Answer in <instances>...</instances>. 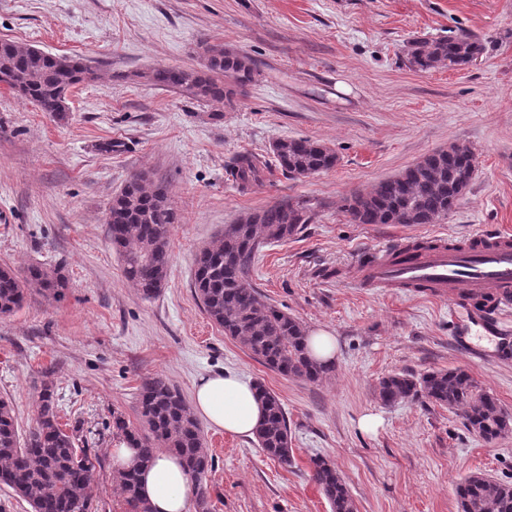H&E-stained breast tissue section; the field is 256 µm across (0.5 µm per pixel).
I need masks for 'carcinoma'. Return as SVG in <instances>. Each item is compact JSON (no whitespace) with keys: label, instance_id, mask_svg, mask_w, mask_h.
I'll return each mask as SVG.
<instances>
[{"label":"carcinoma","instance_id":"carcinoma-1","mask_svg":"<svg viewBox=\"0 0 512 512\" xmlns=\"http://www.w3.org/2000/svg\"><path fill=\"white\" fill-rule=\"evenodd\" d=\"M483 50L478 39L463 35L415 39L408 45V56L413 67L428 72L450 64L464 69ZM255 74L248 56L212 44L204 48V63L198 69L158 66L136 77L196 101L218 100L231 107L237 92L252 83ZM97 79V71L79 56L53 55L40 48L22 53L17 42L0 40V84L59 121L68 118L62 105L64 91ZM272 154L278 168L293 177L330 170L338 160L333 149L307 138L279 140ZM266 169L260 156L245 152L237 156L230 176L240 191L247 192L263 185ZM475 170L472 149L450 144L370 190L351 194L344 211L353 224H435L464 195ZM108 214L109 239L125 278L141 298H156L171 265L170 235L177 221L167 186L148 181L144 174L134 175L112 198ZM311 219L309 208L300 201L279 202L239 219L224 237L198 251L193 288L207 317L262 365L283 376L315 383L326 378L333 366L309 356L303 325L264 300L247 277L264 245L287 240ZM66 288V279L56 269L32 265L20 273L1 266L0 316L18 311L34 290L57 300ZM255 390L265 406L255 434L257 443L269 458L286 464L291 461L292 448L285 408L264 383L256 382ZM378 393L387 404L421 396L460 409L469 428L487 441L498 439L512 425V416L502 410L497 398L457 369L419 376L389 375L379 382ZM112 432L138 451L136 466L112 474L129 512H151L139 495V468L150 465L163 448L182 457L194 485L196 508L208 512L205 480L214 460L204 450L200 423L165 377L156 375L142 384L136 422L112 414ZM78 442L83 447H76ZM312 464L313 480L331 512H357L335 464L323 457L313 459ZM104 468V460L89 448L83 427L75 425L67 431L59 422L53 383H43L35 425L23 436L12 406L0 399V486L26 501L31 512H96L92 485ZM457 496L460 512H512V484L482 473L466 477L457 487Z\"/></svg>","mask_w":512,"mask_h":512}]
</instances>
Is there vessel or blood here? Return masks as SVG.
<instances>
[{
	"instance_id": "1",
	"label": "vessel or blood",
	"mask_w": 512,
	"mask_h": 512,
	"mask_svg": "<svg viewBox=\"0 0 512 512\" xmlns=\"http://www.w3.org/2000/svg\"><path fill=\"white\" fill-rule=\"evenodd\" d=\"M413 258L390 261L403 241L387 242L363 270L368 288H408L436 298L465 302L467 295L487 297L484 310L494 317L501 303L512 300V235L480 232L456 244L423 236Z\"/></svg>"
}]
</instances>
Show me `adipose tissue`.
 <instances>
[{"mask_svg":"<svg viewBox=\"0 0 512 512\" xmlns=\"http://www.w3.org/2000/svg\"><path fill=\"white\" fill-rule=\"evenodd\" d=\"M193 411L211 427L225 433L253 437L263 416L254 386L227 372L202 378L195 386ZM194 487L178 456L162 450L140 472V494L151 512H189Z\"/></svg>","mask_w":512,"mask_h":512,"instance_id":"obj_1","label":"adipose tissue"}]
</instances>
